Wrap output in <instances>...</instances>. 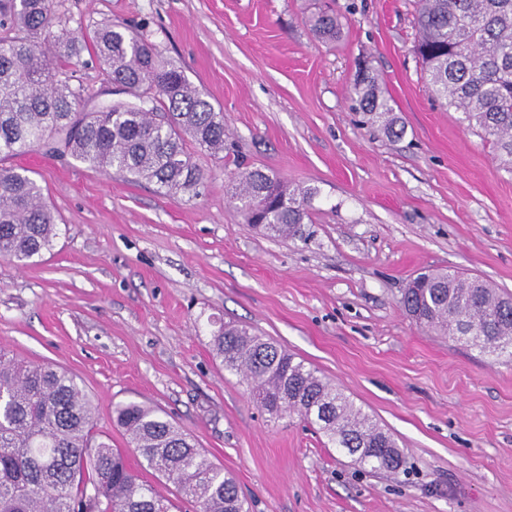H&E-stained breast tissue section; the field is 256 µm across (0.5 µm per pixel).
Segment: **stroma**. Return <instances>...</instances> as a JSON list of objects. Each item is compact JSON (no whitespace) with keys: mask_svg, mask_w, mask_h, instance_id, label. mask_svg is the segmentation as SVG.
Masks as SVG:
<instances>
[{"mask_svg":"<svg viewBox=\"0 0 512 512\" xmlns=\"http://www.w3.org/2000/svg\"><path fill=\"white\" fill-rule=\"evenodd\" d=\"M52 0L56 27L136 31L224 111L207 180L168 196L69 157L30 152L60 235L34 264L0 259V344L75 375L96 428L136 401L232 472L250 512H512V360L419 329L399 304L447 268L512 293V173L435 102L414 51L415 0ZM369 68L403 132L364 124L350 89ZM86 109L111 101L95 61L69 72ZM312 190L296 238L229 205L244 168ZM232 322L343 388L397 441L406 470L373 473L299 417L272 418L212 347ZM315 35L325 42H334L341 33V23L330 10H320L310 19Z\"/></svg>","mask_w":512,"mask_h":512,"instance_id":"obj_1","label":"stroma"}]
</instances>
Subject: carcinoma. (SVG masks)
I'll use <instances>...</instances> for the list:
<instances>
[{
	"instance_id": "cac0c4a2",
	"label": "carcinoma",
	"mask_w": 512,
	"mask_h": 512,
	"mask_svg": "<svg viewBox=\"0 0 512 512\" xmlns=\"http://www.w3.org/2000/svg\"><path fill=\"white\" fill-rule=\"evenodd\" d=\"M310 23L325 42L341 33L329 10ZM416 25L429 93L461 113L512 172V0H417ZM85 52L128 99L80 108L67 71ZM352 93L368 122L400 134L369 72L357 76ZM224 135V112L126 28L104 25L78 39L54 30L50 0H0L1 259L32 264L58 237L43 187L29 170L3 161L33 150L69 156L174 197L206 180L187 144L215 156L224 152ZM313 196L246 168L231 201L244 223L295 237L310 220ZM413 283L400 303L419 328L512 358L511 294L447 269L421 272ZM212 344L224 369L241 376L270 415H298L361 466L392 473L405 467L395 439L372 416L270 339L222 324ZM95 415L75 376L0 345V512H169L167 499L139 482L125 454L96 431ZM112 420L195 512H247L234 478L162 412L130 401L113 406Z\"/></svg>"
}]
</instances>
